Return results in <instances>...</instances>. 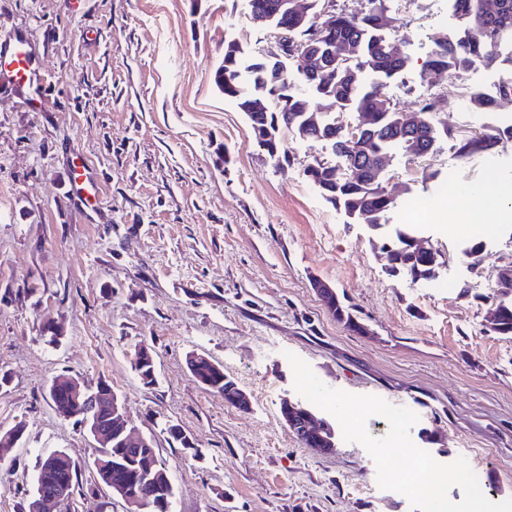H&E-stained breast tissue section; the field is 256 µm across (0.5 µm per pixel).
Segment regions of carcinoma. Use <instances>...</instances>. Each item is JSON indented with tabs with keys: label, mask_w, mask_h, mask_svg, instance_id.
<instances>
[{
	"label": "carcinoma",
	"mask_w": 512,
	"mask_h": 512,
	"mask_svg": "<svg viewBox=\"0 0 512 512\" xmlns=\"http://www.w3.org/2000/svg\"><path fill=\"white\" fill-rule=\"evenodd\" d=\"M252 11L263 12L276 25L288 28L289 36L299 42H310L315 51L328 53L331 43L354 40L361 45L362 56L355 64V74L345 69L336 70V83L328 86L315 77H301L299 83H283L278 92L270 97L266 93L267 75L259 61L252 63L243 58L239 43L224 41V61L213 73L216 86H224V97L235 102L243 112L248 124H259L271 131V136L257 141L268 156L275 161L290 164L291 160L280 156L282 132L288 131L304 140H320L329 143L338 161L324 169L326 182L321 184L320 196L333 207L345 214L355 215V221L382 225L387 213L394 207L395 196L379 190L371 182L369 170L362 171L354 181L343 177L337 171L341 164H347L349 154L338 152L343 134L336 128L335 116L326 112L320 116L319 126H310L309 118L314 112L307 108L305 96L312 95L324 102H331L336 109L353 112L361 117L375 107L376 95L387 85L400 78L406 71L408 56L390 55L383 51L387 42L383 30L389 25L384 0H368V8L359 16H351L340 10L325 18L315 33L311 26L295 27L296 21L285 7L286 0H250ZM502 5L500 23L496 26L481 25L474 29L469 24H461V29L453 34L445 31L433 36L434 49L426 61V68L444 70L449 75L460 77L478 63L499 62L512 67V52L502 50L503 45L512 43V0H499ZM439 136L434 124H429L418 135L411 136L401 126L399 111L383 110L373 113L371 123L360 137L358 155L365 160V166L387 155L388 150L398 148L419 154L432 148ZM512 139V126L493 134H484L482 141L460 142V156L468 158L477 153L493 149L502 139ZM414 231L410 227L399 229L388 246L396 261V271L413 281L429 279V264L434 261L430 255H419L412 246ZM496 325L491 332L512 337V301H494ZM326 306L336 320L353 331L361 329V323L345 306L338 295L328 297ZM190 373L198 380L207 382L206 388L224 394V368L217 370L204 359L197 360ZM93 467L97 481L107 486L113 494L123 496L128 493L145 494L153 507L148 512H171L174 487L165 469L158 463L152 448H115L112 445L95 449ZM70 480L68 496H73L79 485L77 467L65 470L46 466L41 460L35 476V483L45 490L52 491L64 480Z\"/></svg>",
	"instance_id": "cac0c4a2"
}]
</instances>
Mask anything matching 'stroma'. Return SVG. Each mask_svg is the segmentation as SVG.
<instances>
[{
  "label": "stroma",
  "mask_w": 512,
  "mask_h": 512,
  "mask_svg": "<svg viewBox=\"0 0 512 512\" xmlns=\"http://www.w3.org/2000/svg\"><path fill=\"white\" fill-rule=\"evenodd\" d=\"M385 3V35L410 58L386 95L406 111L433 93L443 104L426 156L395 149L386 160L379 179L396 207L376 230L305 179L313 157L332 159L328 144L284 134L291 165L279 170L215 87L225 40L249 58L277 49L249 0H0V36L25 37L45 98L31 109L0 86V430L24 427L0 453V512H28L38 464L56 451L83 490L51 512H129L95 483L92 438L49 399L68 377L118 394L172 481V512H412L377 488L360 444L340 438L322 454L292 435L280 414L300 399L287 350L330 388L409 408L415 445L442 463L465 458L490 500L512 498V338L485 323L489 297L503 293L498 269L512 262V221L464 211L446 189L512 186V140L457 152L505 127L512 95L499 90L512 71L480 64L452 80L426 70L434 34L457 27L448 0ZM472 90L496 108H474ZM76 158L97 178V206L75 195ZM402 224L435 250L431 280L389 274L381 246ZM477 242L476 265L465 251ZM315 279L364 332L336 321ZM48 325L58 344L43 338ZM141 343L154 356L151 386L131 364ZM193 352L221 364L250 408L198 382ZM169 423L193 447L170 439ZM512 139V126L503 130H497L494 134H484L482 141L478 143H472L467 141H461L458 147L460 156L468 158L477 153H484L493 149L500 140Z\"/></svg>",
  "instance_id": "1"
}]
</instances>
